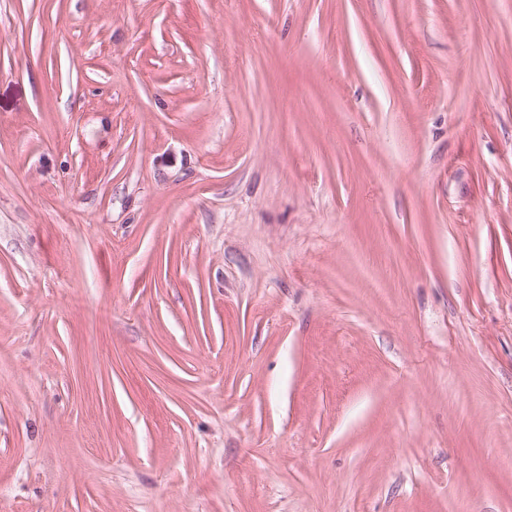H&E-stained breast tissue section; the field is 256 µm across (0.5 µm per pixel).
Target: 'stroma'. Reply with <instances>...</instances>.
Returning a JSON list of instances; mask_svg holds the SVG:
<instances>
[{
  "instance_id": "obj_1",
  "label": "stroma",
  "mask_w": 512,
  "mask_h": 512,
  "mask_svg": "<svg viewBox=\"0 0 512 512\" xmlns=\"http://www.w3.org/2000/svg\"><path fill=\"white\" fill-rule=\"evenodd\" d=\"M0 512H512V0H0Z\"/></svg>"
}]
</instances>
